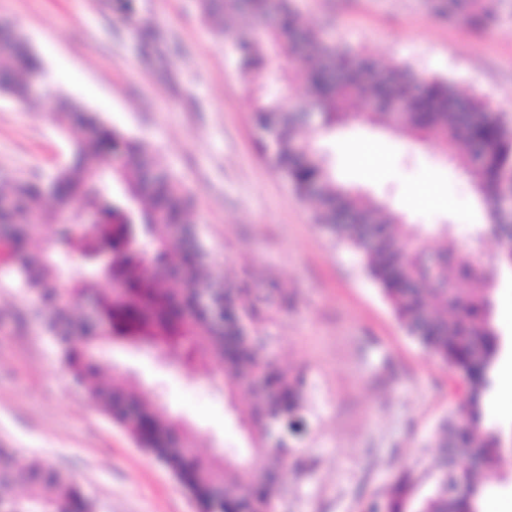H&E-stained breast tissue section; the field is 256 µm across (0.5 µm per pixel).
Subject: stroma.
Returning a JSON list of instances; mask_svg holds the SVG:
<instances>
[{
    "mask_svg": "<svg viewBox=\"0 0 512 512\" xmlns=\"http://www.w3.org/2000/svg\"><path fill=\"white\" fill-rule=\"evenodd\" d=\"M136 4L138 20L128 23L104 0H0V19L27 36L49 89H64L107 125L155 147L159 163L194 193L197 223L224 275L273 278L292 297L267 331L279 362L307 372L311 434L289 462L278 512H365L398 472L434 455L432 434L454 404V380L407 334L358 255L325 237L312 205L266 164L248 88L195 0ZM294 4L337 51L411 63L512 121V0H496L499 20L488 31L439 18L431 0ZM146 25L162 39L149 58L141 48ZM70 143L46 98L22 105L0 94V189L51 177L69 162ZM368 144L382 160L372 176L356 161ZM323 146L340 182L407 223L449 225L475 259L495 264L471 182L437 148L366 124ZM494 301L504 371L512 368V274L499 276ZM220 372L211 362L178 373L151 350L115 344L105 350L102 376L161 394L168 413L190 425L194 448L213 456L247 445L238 412L213 387ZM0 445L76 475L98 512H199L166 466L72 387L27 297L1 270Z\"/></svg>",
    "mask_w": 512,
    "mask_h": 512,
    "instance_id": "obj_1",
    "label": "stroma"
}]
</instances>
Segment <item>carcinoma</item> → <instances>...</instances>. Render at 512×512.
I'll use <instances>...</instances> for the list:
<instances>
[{
	"label": "carcinoma",
	"instance_id": "carcinoma-1",
	"mask_svg": "<svg viewBox=\"0 0 512 512\" xmlns=\"http://www.w3.org/2000/svg\"><path fill=\"white\" fill-rule=\"evenodd\" d=\"M200 16L223 23L238 15V29L221 32L250 86L258 143L268 164L294 193L314 206L318 227L334 243L354 249L396 318L422 349L459 377L463 394L434 435L437 456L421 471L401 472L366 512H407L415 489L431 478L416 512H478L484 473L501 468L512 437L485 423L502 340L493 321L494 282L512 272V127L485 102L459 94L452 83L409 63L381 64L336 53L307 28L293 0H197ZM434 9L463 14L476 29L498 22L490 0H440ZM0 93L20 103L33 99L32 84L45 65L22 31L0 21ZM304 75L314 95L292 111L282 99ZM366 99L369 112L354 117L394 128L438 147L469 175L487 215L480 233L497 242V262L478 264L448 234V225L419 230L359 192L336 182L307 127L320 139L336 131L347 106ZM52 116L66 135L75 133L72 159L50 178L20 180L0 193V260L13 269L35 318L42 321L74 387L85 391L113 423L154 458L207 510L276 512L281 474L303 439L293 435L309 420L304 372L268 356L272 337L263 327L288 305L277 284L255 283L243 273L226 279L206 273L212 256L197 227L193 200L183 183L160 166L145 139L107 126L67 94L53 93ZM117 213L123 224H69L81 212ZM57 224L56 239L33 251L37 224ZM445 239L441 247L432 244ZM110 253L102 268L99 255ZM81 262L69 265L72 255ZM117 281L122 291L99 285ZM177 282V291L168 283ZM153 348L191 370L202 359L222 365L214 386L234 399L254 397L246 415L248 447L229 458L202 457L191 430L167 414L158 398L124 383L98 385L104 348ZM135 418L128 419V411ZM0 512H96L81 482L51 463L0 448Z\"/></svg>",
	"mask_w": 512,
	"mask_h": 512
}]
</instances>
